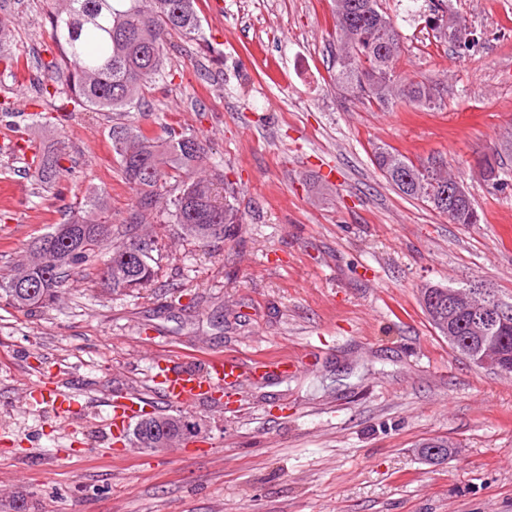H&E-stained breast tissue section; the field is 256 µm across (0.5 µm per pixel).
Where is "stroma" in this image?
I'll return each instance as SVG.
<instances>
[{
    "label": "stroma",
    "mask_w": 512,
    "mask_h": 512,
    "mask_svg": "<svg viewBox=\"0 0 512 512\" xmlns=\"http://www.w3.org/2000/svg\"><path fill=\"white\" fill-rule=\"evenodd\" d=\"M430 2L381 0L403 36L400 70L447 80L441 106L383 112L332 81V0H198L199 33L172 37L135 118L206 141L243 222L203 244L172 237L159 210L152 288L109 296L89 269L51 307L0 301V500L22 487L39 512H512V375L459 356L419 301L425 283L473 278L512 301V172L501 187L477 165L512 128V0H443L475 37L462 58L427 27ZM54 8L0 0L16 26L0 51L28 62L0 73V102L16 104L0 115V274L88 192L117 225L135 206L112 153L119 113L28 127L49 109L39 64ZM26 129L39 147L65 141L62 194L29 178ZM378 146L447 162L479 223L400 195L371 162ZM215 355L245 367L233 406L181 409L152 381ZM283 355L298 368L251 381L257 358ZM40 381L78 414L30 404ZM122 396L185 413L198 438L164 453L120 445L109 402ZM437 437L458 450L431 464L416 446Z\"/></svg>",
    "instance_id": "35a3bbf8"
}]
</instances>
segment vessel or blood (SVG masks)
<instances>
[{"label":"vessel or blood","instance_id":"1","mask_svg":"<svg viewBox=\"0 0 512 512\" xmlns=\"http://www.w3.org/2000/svg\"><path fill=\"white\" fill-rule=\"evenodd\" d=\"M240 373V364L230 357L216 356L210 359L206 374L177 366H168L157 376L163 395L169 402L181 407H190L203 397L231 387ZM32 403L52 402L57 412L69 415L73 412L75 401L67 393L49 383L41 382L29 391ZM111 425L115 429L128 427L139 416L142 406L140 402L130 398L111 400Z\"/></svg>","mask_w":512,"mask_h":512}]
</instances>
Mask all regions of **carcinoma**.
<instances>
[{"instance_id": "1", "label": "carcinoma", "mask_w": 512, "mask_h": 512, "mask_svg": "<svg viewBox=\"0 0 512 512\" xmlns=\"http://www.w3.org/2000/svg\"><path fill=\"white\" fill-rule=\"evenodd\" d=\"M197 0H57L52 15V38L59 56L39 62L54 74L45 93L72 106V111L131 112L145 90L165 76L166 48L174 35L188 36L200 27ZM333 18L339 37L336 51V86L352 99H365L383 111L401 104L431 109L437 105L436 85L397 74L403 53L402 36L380 0H333ZM434 6L428 26L461 56L471 47L454 20H445ZM62 144L34 151L29 171L41 184L53 186L66 173ZM112 151L122 176L134 192L136 205L112 250H98L111 233L112 217L103 194L84 198L81 210L62 224L34 238L26 255L11 273L0 276V300L26 311L54 304L89 263L100 258L98 277L105 291L121 293L151 287L159 265L151 235L142 232L159 204L168 206L173 234L207 242L222 239L233 224L242 223L235 192L219 200L224 184L217 167L208 166V151L192 133L167 128L159 136L136 121L112 128ZM512 160V130L505 132L483 160V171L503 183V159ZM372 162L399 194L419 200L451 224H476L479 214L467 191L448 211L420 195L422 184L436 187L461 184L437 162L415 164L394 149L377 147ZM23 278L33 289L14 287ZM167 431L168 444L180 439V415L155 412ZM4 508L30 512L34 504L18 489Z\"/></svg>"}]
</instances>
